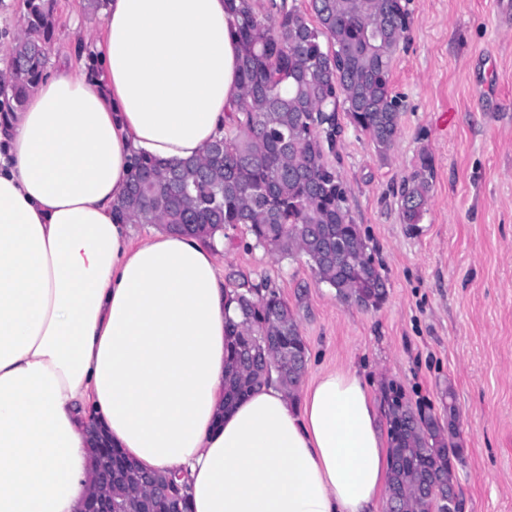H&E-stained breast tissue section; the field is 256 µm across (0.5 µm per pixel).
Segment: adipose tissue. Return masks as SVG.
<instances>
[{"label":"adipose tissue","instance_id":"obj_1","mask_svg":"<svg viewBox=\"0 0 512 512\" xmlns=\"http://www.w3.org/2000/svg\"><path fill=\"white\" fill-rule=\"evenodd\" d=\"M225 0H108L98 72L44 73L0 114V512H80L88 419L192 512H376L388 452L372 394L324 373L224 407L236 303L216 248L134 239L113 203L135 153L198 158L237 110Z\"/></svg>","mask_w":512,"mask_h":512}]
</instances>
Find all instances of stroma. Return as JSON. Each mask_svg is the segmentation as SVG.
Here are the masks:
<instances>
[{"label":"stroma","mask_w":512,"mask_h":512,"mask_svg":"<svg viewBox=\"0 0 512 512\" xmlns=\"http://www.w3.org/2000/svg\"><path fill=\"white\" fill-rule=\"evenodd\" d=\"M411 25L392 64L402 105L387 156L339 112L332 163L388 296L376 309L340 301L305 260L229 230L223 274L269 287L308 349L302 378L354 371L400 384L440 419L456 409L463 512H512V0H409ZM48 62L86 67L103 15L55 0ZM434 159L421 223L400 192L421 153Z\"/></svg>","instance_id":"stroma-1"}]
</instances>
